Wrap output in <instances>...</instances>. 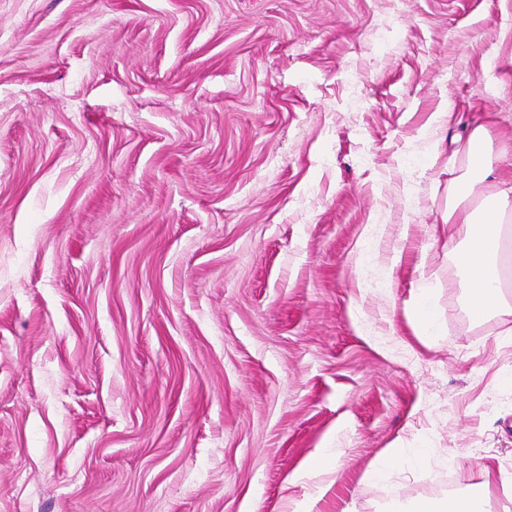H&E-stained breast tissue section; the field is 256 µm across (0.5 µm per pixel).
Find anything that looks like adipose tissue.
Instances as JSON below:
<instances>
[{"mask_svg":"<svg viewBox=\"0 0 512 512\" xmlns=\"http://www.w3.org/2000/svg\"><path fill=\"white\" fill-rule=\"evenodd\" d=\"M454 145L473 165L467 174L450 180L444 222L469 228L468 244L456 251L454 260L468 291L470 312L479 319L512 286V177L500 169L512 157V143L492 149L489 129L480 124Z\"/></svg>","mask_w":512,"mask_h":512,"instance_id":"obj_1","label":"adipose tissue"}]
</instances>
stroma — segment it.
Listing matches in <instances>:
<instances>
[{"label":"stroma","instance_id":"obj_1","mask_svg":"<svg viewBox=\"0 0 512 512\" xmlns=\"http://www.w3.org/2000/svg\"><path fill=\"white\" fill-rule=\"evenodd\" d=\"M489 115L512 0H0V512H512V335L430 239ZM488 490L481 485L471 486L467 492L438 501L417 503L413 512H486Z\"/></svg>","mask_w":512,"mask_h":512}]
</instances>
